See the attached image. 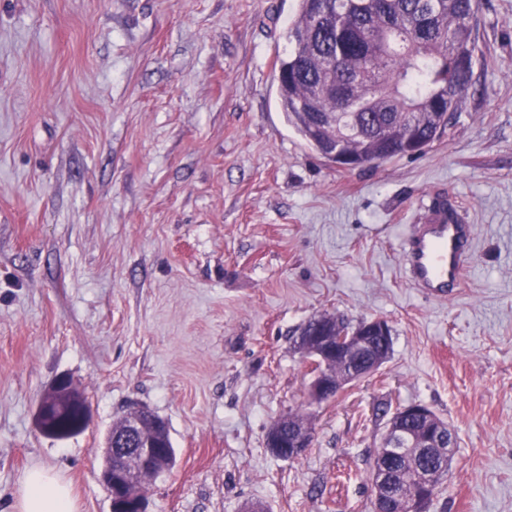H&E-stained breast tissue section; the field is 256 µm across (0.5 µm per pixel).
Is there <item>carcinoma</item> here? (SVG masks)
Here are the masks:
<instances>
[{
    "label": "carcinoma",
    "instance_id": "cac0c4a2",
    "mask_svg": "<svg viewBox=\"0 0 512 512\" xmlns=\"http://www.w3.org/2000/svg\"><path fill=\"white\" fill-rule=\"evenodd\" d=\"M288 26L292 49L277 59V102L303 141L329 162L333 152L367 165L404 157L410 142L429 146L457 119L473 70L460 58L476 52L478 0H297ZM48 424L62 440L81 432L76 402L55 398ZM162 464L176 460L171 440ZM419 448H405L389 468L386 512H413L441 494L448 458L434 468Z\"/></svg>",
    "mask_w": 512,
    "mask_h": 512
}]
</instances>
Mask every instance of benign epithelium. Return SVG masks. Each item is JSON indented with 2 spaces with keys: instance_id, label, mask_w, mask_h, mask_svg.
<instances>
[{
  "instance_id": "benign-epithelium-1",
  "label": "benign epithelium",
  "mask_w": 512,
  "mask_h": 512,
  "mask_svg": "<svg viewBox=\"0 0 512 512\" xmlns=\"http://www.w3.org/2000/svg\"><path fill=\"white\" fill-rule=\"evenodd\" d=\"M390 340V328L381 319L362 322L355 330L337 336L313 337L311 352L316 370L308 386L311 401H328L342 391V385L359 382L378 370L385 360ZM333 353L354 357L353 366L342 384L328 370V356ZM75 390L76 386L66 376L53 381L36 411V426L42 432H47L46 418L54 411L51 397ZM147 418L146 411L137 410L130 413L124 423L126 433L139 435L136 447L120 448L112 435L106 437V465L102 477L111 488V512H146V493L138 486V478L145 469L153 467L158 451L156 441L146 434ZM436 418L435 412L426 405L404 406L389 420L381 444L387 448H443L450 453L456 446L455 436L451 430L439 425ZM312 441V427L293 429L288 440V459L303 455L312 446Z\"/></svg>"
}]
</instances>
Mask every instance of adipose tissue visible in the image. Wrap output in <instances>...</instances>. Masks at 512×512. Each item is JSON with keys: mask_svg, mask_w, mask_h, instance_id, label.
Masks as SVG:
<instances>
[{"mask_svg": "<svg viewBox=\"0 0 512 512\" xmlns=\"http://www.w3.org/2000/svg\"><path fill=\"white\" fill-rule=\"evenodd\" d=\"M12 512H75L71 488L52 470L33 467L24 476Z\"/></svg>", "mask_w": 512, "mask_h": 512, "instance_id": "1", "label": "adipose tissue"}]
</instances>
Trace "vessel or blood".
I'll return each instance as SVG.
<instances>
[{"label": "vessel or blood", "instance_id": "1", "mask_svg": "<svg viewBox=\"0 0 512 512\" xmlns=\"http://www.w3.org/2000/svg\"><path fill=\"white\" fill-rule=\"evenodd\" d=\"M406 274L426 298H447L473 261L472 230L446 203L430 204L403 238Z\"/></svg>", "mask_w": 512, "mask_h": 512}]
</instances>
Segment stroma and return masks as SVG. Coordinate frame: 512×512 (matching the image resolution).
Returning <instances> with one entry per match:
<instances>
[{
  "label": "stroma",
  "mask_w": 512,
  "mask_h": 512,
  "mask_svg": "<svg viewBox=\"0 0 512 512\" xmlns=\"http://www.w3.org/2000/svg\"><path fill=\"white\" fill-rule=\"evenodd\" d=\"M297 0H0V512L34 466L111 512L105 438L144 406L176 464L147 512H371L387 422L429 406L457 447L430 512H512V0H479L474 84L423 154L353 170L288 124ZM474 226L447 300L401 245L433 194ZM391 328L372 375L310 405L311 318ZM92 423L36 427L59 375ZM308 410L311 448L266 446Z\"/></svg>",
  "instance_id": "1"
}]
</instances>
